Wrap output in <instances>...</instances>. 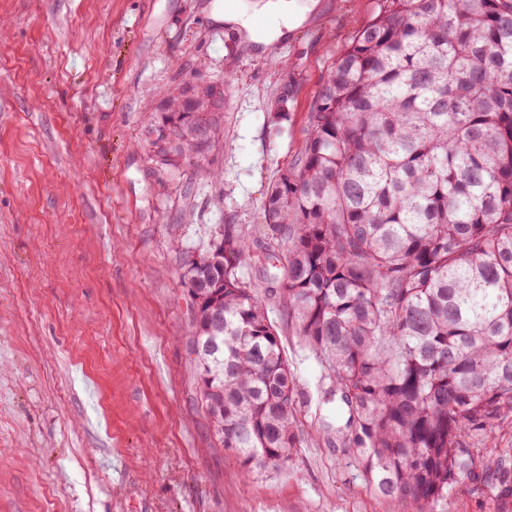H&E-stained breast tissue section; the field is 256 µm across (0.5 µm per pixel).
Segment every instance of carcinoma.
Listing matches in <instances>:
<instances>
[{
    "instance_id": "cac0c4a2",
    "label": "carcinoma",
    "mask_w": 512,
    "mask_h": 512,
    "mask_svg": "<svg viewBox=\"0 0 512 512\" xmlns=\"http://www.w3.org/2000/svg\"><path fill=\"white\" fill-rule=\"evenodd\" d=\"M213 86L170 94L159 156L221 135ZM298 158L259 231L269 292L339 400L342 451L386 512H435L461 476L512 494L479 456L512 430V0H374L323 78ZM250 235L224 224L187 264L190 343L220 443L249 470L288 459L294 372L243 276Z\"/></svg>"
}]
</instances>
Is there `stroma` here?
I'll list each match as a JSON object with an SVG mask.
<instances>
[{
	"instance_id": "1",
	"label": "stroma",
	"mask_w": 512,
	"mask_h": 512,
	"mask_svg": "<svg viewBox=\"0 0 512 512\" xmlns=\"http://www.w3.org/2000/svg\"><path fill=\"white\" fill-rule=\"evenodd\" d=\"M223 2L0 0V512H383L261 244L244 276L297 381L280 468L243 477L215 436L183 285L220 225L261 223L373 0H316L265 53L213 20ZM183 83L222 91L224 136L166 166L153 119ZM436 512L512 495L464 477Z\"/></svg>"
}]
</instances>
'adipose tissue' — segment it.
<instances>
[{"label":"adipose tissue","instance_id":"1","mask_svg":"<svg viewBox=\"0 0 512 512\" xmlns=\"http://www.w3.org/2000/svg\"><path fill=\"white\" fill-rule=\"evenodd\" d=\"M268 14L275 16L276 27L271 33H256L252 20L256 15ZM302 7L293 4L292 0H242L237 8L215 12L216 22L237 26L245 34L247 47L255 50H266L276 38L283 36L285 31L295 28L303 19Z\"/></svg>","mask_w":512,"mask_h":512}]
</instances>
